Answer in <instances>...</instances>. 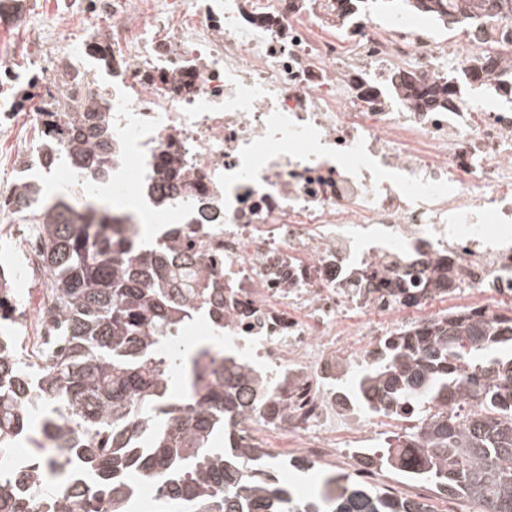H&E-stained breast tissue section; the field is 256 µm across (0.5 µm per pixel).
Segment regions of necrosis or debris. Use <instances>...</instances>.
Segmentation results:
<instances>
[{"mask_svg":"<svg viewBox=\"0 0 512 512\" xmlns=\"http://www.w3.org/2000/svg\"><path fill=\"white\" fill-rule=\"evenodd\" d=\"M150 4L148 17L126 12L104 71L81 64L100 56L93 36L49 83L59 127L88 98L112 126L111 172L65 181L81 197L110 177L151 212L179 215L161 237L177 244L181 283L224 309L223 328L207 310L192 327L286 388L275 423L238 424L241 447L275 457L289 445L371 482L364 449L414 408L360 412L337 381L376 362L387 337L447 313L512 316V103L420 110L400 80L467 67L512 35V19L492 11L479 33L439 40L406 24L337 29L336 0ZM174 8L188 22L168 36ZM442 256L447 288L430 282ZM412 268L414 299L382 287Z\"/></svg>","mask_w":512,"mask_h":512,"instance_id":"necrosis-or-debris-1","label":"necrosis or debris"}]
</instances>
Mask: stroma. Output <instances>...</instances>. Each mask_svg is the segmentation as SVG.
<instances>
[{
    "label": "stroma",
    "instance_id": "stroma-1",
    "mask_svg": "<svg viewBox=\"0 0 512 512\" xmlns=\"http://www.w3.org/2000/svg\"><path fill=\"white\" fill-rule=\"evenodd\" d=\"M94 33L112 34V13L100 8L98 0H24L20 11L0 16V85H6L8 94L21 90L27 97L15 107L10 125L0 129V194L17 180L18 151L38 136L39 97L46 94L61 57ZM1 265L12 270L25 311L24 324L15 329L17 341L22 348H32L45 285L27 262L23 239L12 237L7 219L0 217Z\"/></svg>",
    "mask_w": 512,
    "mask_h": 512
}]
</instances>
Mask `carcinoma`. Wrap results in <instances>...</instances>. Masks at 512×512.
Listing matches in <instances>:
<instances>
[{
	"label": "carcinoma",
	"instance_id": "carcinoma-1",
	"mask_svg": "<svg viewBox=\"0 0 512 512\" xmlns=\"http://www.w3.org/2000/svg\"><path fill=\"white\" fill-rule=\"evenodd\" d=\"M336 24L368 19V0H336ZM443 26H472L486 6L512 15V0H399ZM493 61L463 72L469 83L499 81L512 96V67L497 75ZM402 94L418 109H445L458 100L455 78L424 84L409 77ZM112 128L90 101L75 106L61 142L74 164L95 171L108 162ZM14 213L41 235L35 265L47 276L39 318L43 336L22 355L11 336H0V454L36 432L43 445L71 451L48 459L18 490L0 474V512H129L145 480L155 481L156 512H430L427 504L397 499L347 474L326 481L332 492L297 499L275 474L276 464L254 448L238 446L229 420L274 421L285 400L270 385L255 384L252 406L239 387L245 367L215 354L191 351L175 339L190 321L198 296L185 289L170 299L162 280L173 243L133 247L105 225L111 213L84 211L61 198L41 197L38 184L12 199ZM18 302L10 270L0 268V321L16 322ZM512 345V316L486 325L470 315H448L384 343V354L355 382V395L379 389L400 407L415 406L417 425L370 450L379 470H396L444 495L512 512V356L492 357ZM185 371L171 392L173 366ZM477 400V411L458 414L456 400ZM93 480L74 502L66 489L75 476Z\"/></svg>",
	"mask_w": 512,
	"mask_h": 512
}]
</instances>
